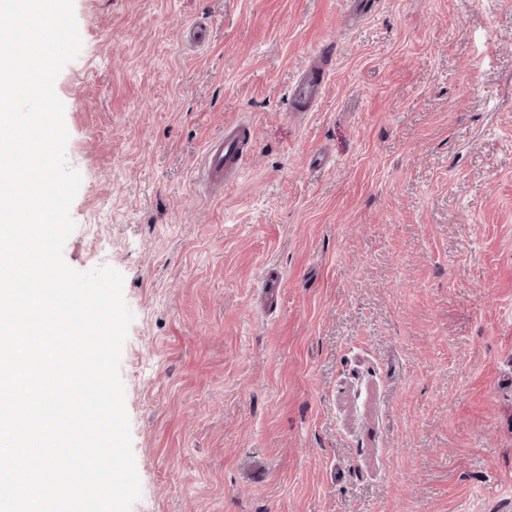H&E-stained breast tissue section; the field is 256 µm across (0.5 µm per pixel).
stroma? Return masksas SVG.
Masks as SVG:
<instances>
[{"label":"stroma","mask_w":512,"mask_h":512,"mask_svg":"<svg viewBox=\"0 0 512 512\" xmlns=\"http://www.w3.org/2000/svg\"><path fill=\"white\" fill-rule=\"evenodd\" d=\"M74 10L63 257L124 276L132 512H512V0ZM323 71L321 68H310L303 72L292 87V96L298 102L317 100L324 92ZM248 150L247 140L237 124L225 126L224 134L212 138L203 156V178L207 191L222 189L224 175L241 168Z\"/></svg>","instance_id":"35a3bbf8"}]
</instances>
